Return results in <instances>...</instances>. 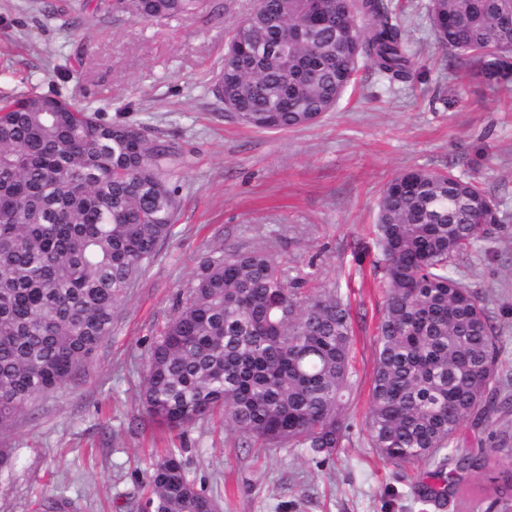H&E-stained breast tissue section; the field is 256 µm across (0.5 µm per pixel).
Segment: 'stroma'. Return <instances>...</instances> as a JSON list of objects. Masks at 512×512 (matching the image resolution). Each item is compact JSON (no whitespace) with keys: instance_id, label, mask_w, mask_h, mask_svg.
Returning <instances> with one entry per match:
<instances>
[{"instance_id":"stroma-1","label":"stroma","mask_w":512,"mask_h":512,"mask_svg":"<svg viewBox=\"0 0 512 512\" xmlns=\"http://www.w3.org/2000/svg\"><path fill=\"white\" fill-rule=\"evenodd\" d=\"M426 2L390 0L413 14L411 82L388 86L360 61L333 111L265 132L228 115L213 94L228 33L254 0H208L200 14L149 23L96 14V0H0V97L55 89L104 119L145 127L183 157L175 234L133 280L111 335L79 380L37 396L0 428V451L12 458L0 469V512H42L59 496L65 512H140L147 470L183 442L188 475L221 512H512L470 477L443 507L422 503L424 466L387 462L365 426L384 301L371 229L385 183L412 168L476 180L512 231V112L439 46ZM257 248L351 305L356 382L331 457L245 446L217 418L182 438L143 406L149 348L199 259ZM456 276L490 312L497 377L512 385V238L478 241ZM462 439L463 448H489L487 473L512 469V415L466 422Z\"/></svg>"}]
</instances>
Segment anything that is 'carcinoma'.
<instances>
[{
    "label": "carcinoma",
    "instance_id": "obj_1",
    "mask_svg": "<svg viewBox=\"0 0 512 512\" xmlns=\"http://www.w3.org/2000/svg\"><path fill=\"white\" fill-rule=\"evenodd\" d=\"M328 16L297 40L309 0H260L231 31L214 95L239 122L290 131L334 109L359 60L389 84L413 78L404 19L386 0H328ZM205 0H97L94 11L149 22L203 11ZM440 46L512 104V0H429ZM241 43L277 53L231 51ZM179 153L145 128L104 121L60 93L0 98V426L36 396L74 380L111 334L131 282L174 234ZM503 216L478 183L451 171L394 174L374 235L384 305L366 428L395 465L455 462L420 482L427 501L456 495L485 470L488 448L459 451L460 426L511 401L496 379L499 336L480 296L454 275ZM262 249L204 256L187 298L150 348L146 412L185 431L219 410L245 442L331 456L353 387L350 307L334 290L303 291ZM171 448L147 472L143 512H208L216 501ZM482 489L512 500V470Z\"/></svg>",
    "mask_w": 512,
    "mask_h": 512
}]
</instances>
